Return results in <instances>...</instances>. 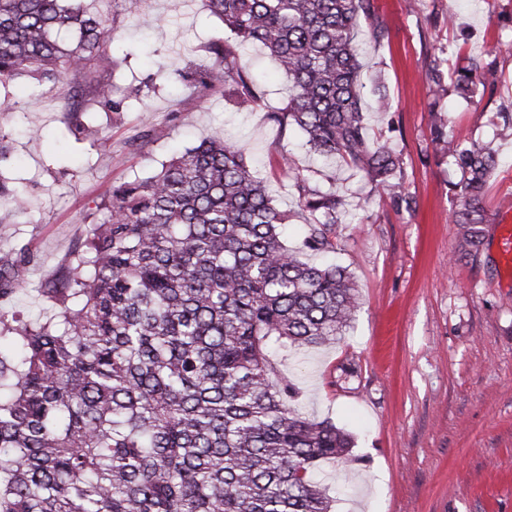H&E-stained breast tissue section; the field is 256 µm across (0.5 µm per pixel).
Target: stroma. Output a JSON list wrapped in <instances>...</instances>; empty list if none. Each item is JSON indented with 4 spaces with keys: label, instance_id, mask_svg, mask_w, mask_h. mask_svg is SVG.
Instances as JSON below:
<instances>
[{
    "label": "stroma",
    "instance_id": "1",
    "mask_svg": "<svg viewBox=\"0 0 512 512\" xmlns=\"http://www.w3.org/2000/svg\"><path fill=\"white\" fill-rule=\"evenodd\" d=\"M95 3L118 16V80L150 81L158 90L122 116L100 112L108 139L92 147L66 129L71 100L52 92L32 100L28 78L7 85L9 101L24 112L1 126L12 148L5 175L26 187L29 207L0 227V258L25 262L22 289L0 301V311L23 322L49 315L42 290L113 184L153 175L173 153L214 134L244 144L276 206L294 212L286 242L299 247L308 227L276 165L278 153H288L344 196L328 257L360 292L336 344L274 359L300 391L297 408L354 439L348 460L318 470L336 487L335 512H512V268L499 247L512 211V127L503 122L512 117V0H420L413 13L405 0H373L386 37L375 41L362 27L356 40L364 80L381 75L392 108L378 112L366 102V122L371 138L400 154L407 207L394 206L342 161L319 167L301 131L268 121L289 89L260 47L245 53L264 91L253 111H235L218 94L199 102L162 81V72L203 62V45L223 36L204 0H144L132 14L118 13L116 0ZM471 56L488 65L484 88L468 100L453 91L434 100L431 62ZM433 105L449 135L490 142L499 157L484 200L485 244L474 261L459 259L457 227L448 221L461 173L435 151Z\"/></svg>",
    "mask_w": 512,
    "mask_h": 512
}]
</instances>
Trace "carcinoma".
Segmentation results:
<instances>
[{
    "instance_id": "obj_1",
    "label": "carcinoma",
    "mask_w": 512,
    "mask_h": 512,
    "mask_svg": "<svg viewBox=\"0 0 512 512\" xmlns=\"http://www.w3.org/2000/svg\"><path fill=\"white\" fill-rule=\"evenodd\" d=\"M205 2L224 37L205 43V62L176 71V82L249 110L262 90L241 52L261 46L290 83L270 119L410 204L396 150L367 132L360 22L385 37L371 0ZM119 39L116 18L90 12L87 0H0V84L28 76L63 90L71 134L101 142L103 128L85 114L125 112L151 90L113 81ZM482 76L476 60L451 73L436 61L427 72L437 102L450 83L472 96ZM431 117L436 145L462 173L451 222L461 257L474 259L495 151L453 140L437 109ZM279 166L308 215L303 247L332 251L343 197L286 155ZM26 206L25 189L0 177V224ZM292 218L245 148L219 137L112 186L47 289L52 315L9 326L0 313V346L15 349H0V512H333L334 492L315 471L346 458L351 438L299 412V391L270 352L336 343L359 289L346 269L288 248L282 228ZM20 284V266L1 264L0 298Z\"/></svg>"
}]
</instances>
